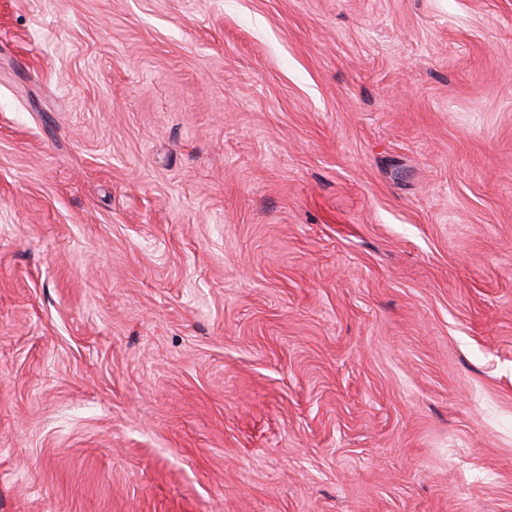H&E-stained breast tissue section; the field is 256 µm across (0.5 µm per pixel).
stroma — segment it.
Wrapping results in <instances>:
<instances>
[{"mask_svg":"<svg viewBox=\"0 0 512 512\" xmlns=\"http://www.w3.org/2000/svg\"><path fill=\"white\" fill-rule=\"evenodd\" d=\"M0 512H512V0H0Z\"/></svg>","mask_w":512,"mask_h":512,"instance_id":"1","label":"stroma"}]
</instances>
